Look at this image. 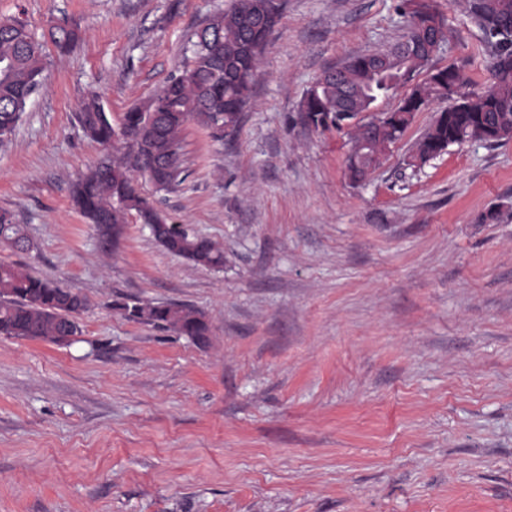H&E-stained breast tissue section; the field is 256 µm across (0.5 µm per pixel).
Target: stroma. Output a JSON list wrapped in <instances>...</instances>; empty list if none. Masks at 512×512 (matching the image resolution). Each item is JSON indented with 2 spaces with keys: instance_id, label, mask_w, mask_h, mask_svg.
I'll use <instances>...</instances> for the list:
<instances>
[{
  "instance_id": "35a3bbf8",
  "label": "stroma",
  "mask_w": 512,
  "mask_h": 512,
  "mask_svg": "<svg viewBox=\"0 0 512 512\" xmlns=\"http://www.w3.org/2000/svg\"><path fill=\"white\" fill-rule=\"evenodd\" d=\"M230 3L0 0L79 36L49 48L0 142V211L31 243L0 262L90 304L70 343L0 335V512H512V140L409 167L437 100L353 185L349 134L300 120L324 69L395 41L400 0H282L239 128L219 143L188 122L187 180L138 179L223 267L134 216L103 249L75 207V181L122 150L84 134L81 105L120 125ZM437 4L431 68L481 91L491 53L466 0ZM130 299L200 310L209 343L127 320ZM167 251L203 267L216 268L224 264V253L219 248L206 239L190 235L186 230L172 238Z\"/></svg>"
}]
</instances>
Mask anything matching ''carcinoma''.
Listing matches in <instances>:
<instances>
[{
  "label": "carcinoma",
  "instance_id": "cac0c4a2",
  "mask_svg": "<svg viewBox=\"0 0 512 512\" xmlns=\"http://www.w3.org/2000/svg\"><path fill=\"white\" fill-rule=\"evenodd\" d=\"M512 0H468L471 21L482 31L492 49L490 79L479 93H466L456 104L440 111L433 124L415 142L413 153L422 163L436 157L438 147L458 144L472 135L475 118L490 115L500 122L497 141L512 139V65L503 68L501 59L512 58V27L503 21V2ZM279 0H234L231 6L210 16L203 29L219 36L221 65L211 67L208 47L197 36L189 40L190 56L181 74L171 77L148 103L124 113L120 128L113 127L103 106L93 98L84 103L76 118L87 137L109 145L120 139L125 152L119 158L98 164L82 177L73 189V201L98 238L112 240L119 225L136 214L144 224H166L167 216L136 188L139 177L148 178L158 189L171 191L182 184L187 174L183 168L181 132L185 125L208 110V119L199 123L211 138L221 142L224 131L239 126L255 81L261 55L269 37L281 19ZM266 12L270 22L256 23ZM55 47L63 52L77 39L75 30L50 32ZM383 52L390 65L374 71L363 56L346 62L338 83L317 78L315 97L307 102L310 121L328 129L325 117L336 112L345 92H350V106L364 111L373 106L395 72L404 66L419 71L433 50L406 58ZM45 45L28 24L16 17L0 18V140L8 137L21 120L27 104L42 84ZM450 81L467 82L459 69L449 66L416 84L409 96L393 110V119L367 150L358 175L368 176L376 169V155L400 140L415 118L434 99L447 97ZM12 216L0 211V243L11 247L25 241ZM168 252L197 265L216 268L224 264V253L212 242L182 231L172 239ZM62 286L36 273L0 262V335L18 339L57 342L58 333L72 317L73 308L58 304ZM126 317L137 323L153 324L181 336H199L207 342L211 327L198 310L179 304L153 305L134 303L122 306Z\"/></svg>",
  "mask_w": 512,
  "mask_h": 512
}]
</instances>
